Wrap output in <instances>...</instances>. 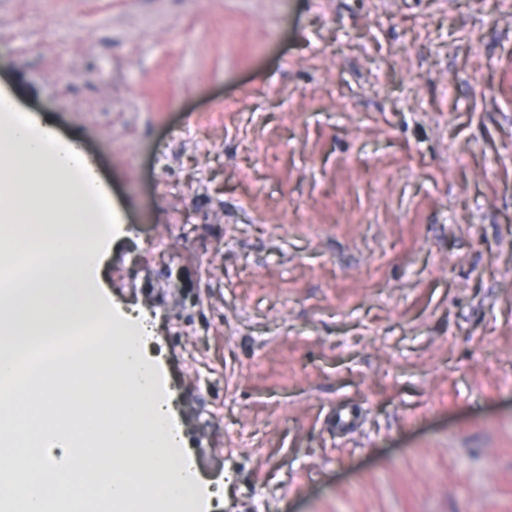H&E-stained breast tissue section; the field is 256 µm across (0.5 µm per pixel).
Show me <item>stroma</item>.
Returning a JSON list of instances; mask_svg holds the SVG:
<instances>
[{
  "mask_svg": "<svg viewBox=\"0 0 512 512\" xmlns=\"http://www.w3.org/2000/svg\"><path fill=\"white\" fill-rule=\"evenodd\" d=\"M1 88L124 215L191 512H512V0H0Z\"/></svg>",
  "mask_w": 512,
  "mask_h": 512,
  "instance_id": "35a3bbf8",
  "label": "stroma"
}]
</instances>
